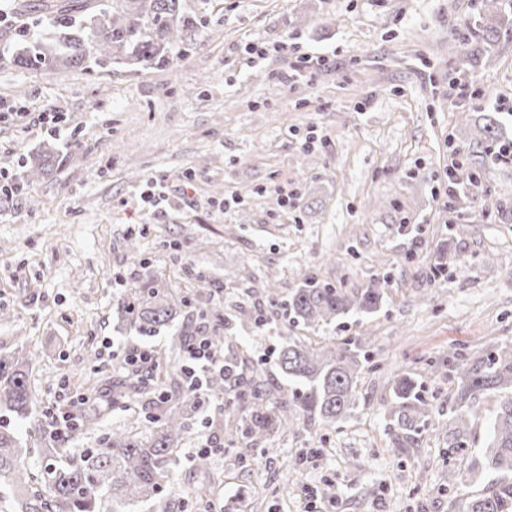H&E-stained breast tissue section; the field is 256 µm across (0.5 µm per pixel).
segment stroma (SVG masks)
I'll return each mask as SVG.
<instances>
[{"label":"stroma","instance_id":"1","mask_svg":"<svg viewBox=\"0 0 512 512\" xmlns=\"http://www.w3.org/2000/svg\"><path fill=\"white\" fill-rule=\"evenodd\" d=\"M207 39L173 68L101 69L69 74L0 65V175L23 179V158L41 142L66 161L34 188L38 204L0 203V353L27 340L30 385L42 429L0 410L33 457L63 394L91 395L97 448L124 411L97 383L123 374L111 354L149 346L168 352L187 318L153 337L123 332L124 283L148 275L186 296L203 272L213 304L232 317L224 350L247 351L270 388L285 389L275 363L288 338L364 342L370 360L356 400L332 426L274 433L261 467L239 468L235 450L214 452L212 471L193 469L205 437L222 438L224 412L197 419L160 498L167 512H457L450 479L469 492L497 398L477 399L471 445L447 458L448 405L456 383L433 372L451 349L472 358L512 340V166L485 161L481 183L448 194V168L473 150L476 125L495 118L512 143V9L494 24L492 63L469 60L449 40L451 23L477 24L479 0H189ZM266 46L251 61L250 43ZM327 66L288 77L297 55ZM489 87L482 99L449 92L453 79ZM56 112L54 126L41 115ZM317 146L304 152L301 142ZM167 186L163 207L139 196ZM298 187L296 207L278 187ZM485 204H478V197ZM141 244L138 259L128 237ZM443 262L445 275L431 270ZM278 280V303L255 291ZM308 275L350 292L384 279L385 303L368 317L304 330L281 306ZM410 374L432 397L418 447L391 450L392 389ZM334 484V498L323 494Z\"/></svg>","mask_w":512,"mask_h":512}]
</instances>
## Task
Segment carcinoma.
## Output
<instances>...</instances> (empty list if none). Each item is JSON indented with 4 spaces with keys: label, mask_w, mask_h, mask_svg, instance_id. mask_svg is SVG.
I'll return each mask as SVG.
<instances>
[{
    "label": "carcinoma",
    "mask_w": 512,
    "mask_h": 512,
    "mask_svg": "<svg viewBox=\"0 0 512 512\" xmlns=\"http://www.w3.org/2000/svg\"><path fill=\"white\" fill-rule=\"evenodd\" d=\"M45 20L35 42L27 38V27L17 31L18 44L10 63L18 68L68 73L75 69L125 65L169 67L178 63L188 47L202 38L206 24L188 8L186 0H39L27 5ZM450 39L463 47L478 38L483 47L473 51L475 60L491 61L497 30L468 24L449 27ZM475 140L492 156L498 150V125L489 120L477 128ZM63 157L48 145L27 162L25 182H12L0 191L6 199H26L35 203L30 189L35 182L58 170ZM380 281L370 287L347 292L313 278L288 291V320L306 329L330 325L350 313L371 315L382 304ZM190 301L176 299L158 279L150 277L133 285L129 297L118 302V310L130 326L148 336L173 320ZM202 323L181 332V345L206 333L219 351H224L230 322L224 310L206 305L198 312ZM370 360L357 345L313 344L305 339L289 340L280 350L277 367L295 382L285 394H272L265 384V370L259 366L242 372L247 362L240 351L224 358L234 370L228 377L209 374L206 393L198 397L187 390L159 398L167 384L183 373L175 372L162 355L156 357L155 382L148 390L135 391L125 380L105 382L112 403H124L130 411L127 426L112 431L103 446L87 450L79 458L70 457L68 443L98 427L101 415H83L69 430L67 439L49 440L42 456L51 460L44 467V489L35 487L38 462L29 459L16 435L0 425V481L15 484L24 498L23 512H129L132 502L153 500L176 463L177 449L190 432L193 415L222 401L226 389L236 392L241 402L239 416H230L224 426L227 442L245 443L239 449L241 465L255 452L267 455L261 444L273 428L295 433L318 422L331 425L351 409L358 374ZM29 358L22 354L0 357V408L29 417L35 410L27 371ZM448 369L456 381L452 419L448 429L447 454L454 455L470 443L472 419L477 417V396L499 397L491 432L479 459L482 471L496 478L477 496L458 486L462 512H512V343L505 341L495 352L474 360L455 349L438 364ZM433 408L422 395L421 386L410 375L396 383L394 401L388 409L395 431L392 448H414L422 436Z\"/></svg>",
    "instance_id": "cac0c4a2"
}]
</instances>
